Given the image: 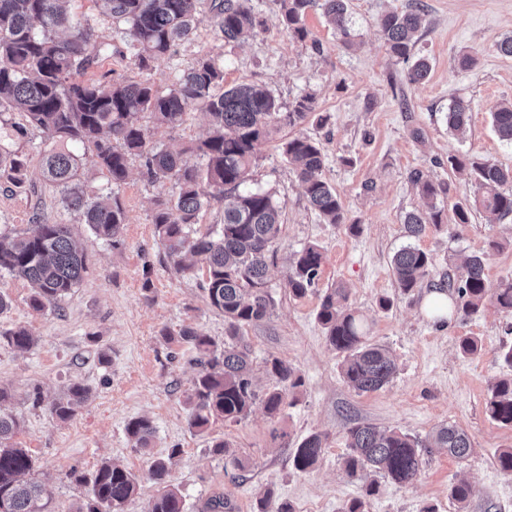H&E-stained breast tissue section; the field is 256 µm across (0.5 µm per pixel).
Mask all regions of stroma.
Masks as SVG:
<instances>
[{
	"label": "stroma",
	"mask_w": 512,
	"mask_h": 512,
	"mask_svg": "<svg viewBox=\"0 0 512 512\" xmlns=\"http://www.w3.org/2000/svg\"><path fill=\"white\" fill-rule=\"evenodd\" d=\"M406 2L350 0L356 38L348 46L320 8L308 9L309 39L300 42L283 31L274 0H252L265 21L253 37L228 44L210 21H202L177 54L155 61L150 74L157 85L170 86L199 55L210 53L224 58L225 84L264 86L281 107L305 92L315 96V117L283 129L281 137L320 142L327 157L323 176L341 197L345 223H324L311 209L281 154V137L259 145L250 173L252 185L272 193L283 221L268 260L273 312L245 333L257 386H271L264 362L272 357L288 362L303 379L295 401L278 418L258 408L240 423L218 421L202 433L190 425L184 393L197 370L174 356L163 334L191 326L220 343L225 323L201 288L202 266L179 272L153 224L155 199L175 197L174 181L148 183L140 158H131L119 190L126 224L112 245L91 238L81 217L64 209L58 190L44 178L41 134L31 131L22 141L31 157L27 189L13 193L0 183V225L10 230L69 225L90 256L80 284L59 307L42 312L30 307L25 280L0 273V294L9 302L0 313V329L23 326L37 340L27 351L0 342V387L12 393L0 410L21 420L14 441L35 457V477L56 512H72L90 496V484L74 476L91 474L103 459L124 466L137 480L127 512H146L158 490L149 460L175 445L181 453L168 481L184 496L186 512H201L205 499L216 493L224 494L234 512H258L256 493L266 485L294 512H344L363 496L362 481L343 468L347 431L358 424L423 440L441 425H456L473 446L465 461L434 449L413 483L381 479L379 494L366 498V512H421L426 506L455 512L450 489L462 481L474 491L467 512H512V472L496 460L501 449L512 448V427L485 412L491 386L512 375L502 359L512 348V315L489 302L470 315L452 310L447 320L434 319L424 306L429 285L402 293L390 264L398 249L414 244L431 257L430 279L436 283L458 274L467 256L483 252L488 287L512 281V215L497 224L477 215L470 223H455L454 203L472 195L474 187L448 164L449 157L469 155L512 170V143L498 138L490 118L499 103L512 101V57L496 50L497 41L512 36V0H423L425 23L414 53L429 60L431 72L415 85L406 80V65L390 57L377 25L380 14ZM464 53L476 57L473 67L459 66ZM454 98L471 107L461 138L446 122ZM204 128L203 115L191 112L179 127L150 126L149 140L177 152ZM416 128L422 139H413ZM415 170L450 183L451 191L441 226H427L410 240L404 218L424 206L410 180ZM307 244L318 245L324 260L316 291L297 299L286 288V273L291 254ZM337 285L348 289V306L363 319L369 340L383 345L396 363L391 382L378 391L360 394L346 384L342 357L317 319L323 291ZM383 298L389 308H380ZM465 336L478 340L476 354L461 352ZM102 351L108 364L99 361ZM73 381L88 386L91 397L68 421L33 407V390L49 401ZM137 416L149 417L155 428L144 451L133 448L125 433L126 422ZM314 433L325 438V453L314 469L297 471L291 453ZM216 440L228 441L230 453L247 461L245 471L225 470L223 457L210 452Z\"/></svg>",
	"instance_id": "obj_1"
}]
</instances>
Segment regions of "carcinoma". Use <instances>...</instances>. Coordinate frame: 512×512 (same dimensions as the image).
<instances>
[{"mask_svg": "<svg viewBox=\"0 0 512 512\" xmlns=\"http://www.w3.org/2000/svg\"><path fill=\"white\" fill-rule=\"evenodd\" d=\"M69 0H0V179L9 187H26L29 155L16 147L34 127L44 138L60 144L42 157L43 174L58 189L64 207L83 217L91 236L118 242L125 212L114 187L128 176L129 158L142 159L143 175L154 184L173 179L176 198L156 201L153 224L168 256L183 271L182 255L188 253L203 264L209 304L224 314L227 340L218 346L209 336L185 326L164 334L170 344H187L195 352L199 368L191 392L190 423L204 429L210 422L239 423L254 409L262 407L271 418L281 415L287 399L294 397L302 378L279 358L265 360V371L275 384L261 393L252 377L250 346L244 330L265 319L274 307L267 291V253L280 234L281 211L273 195L261 188H249L256 146L282 127H294L315 112V97L304 93L294 99L288 111H281L276 98L253 84L224 88V60L204 55L174 84L163 88L149 80L113 79L108 83L77 81L73 76L100 59L112 56V44L99 41L89 20L69 13ZM112 23L124 26L122 40L132 52L135 65L147 70L156 59L175 53L189 38L203 17L210 20L228 44L251 36L262 21L251 0H99ZM284 30L301 42L309 37L304 16L312 0H276ZM323 15L346 41L350 29L349 0H322ZM425 11L421 0H409L404 9L381 15L378 26L391 57L407 62L413 56ZM430 73L427 59L419 57L408 70V81L416 84ZM208 118V130L179 153L161 145H149L142 115H150L159 126L177 127L189 111ZM19 114L24 122L11 118ZM470 107L461 99L448 105V129L463 134L469 125ZM498 137L512 142V102H503L491 112ZM191 154L200 159L189 163ZM282 154L297 167V176L310 206L326 224L345 223L344 209L336 189L323 177L326 157L318 142L302 136L282 144ZM89 156L93 166L107 179L106 191L90 197L81 186L82 159ZM455 171H468L479 194L457 202L456 223L467 224L479 214L485 223L496 224L512 214V170L477 157H450ZM411 181L428 200L425 211L410 212L404 220L409 237L419 236L425 225L443 224L439 201L449 196L450 184L423 178L420 171ZM224 205V222L201 233L195 228L201 211L211 201ZM87 248L77 244L67 224H31L22 232H0V271L26 280L31 288L30 307L43 311L54 307L71 293L88 269ZM323 254L308 244L296 251L286 277V287L295 298L312 290L320 275ZM398 287L405 294L422 287L432 267L428 254L410 245L399 249L392 259ZM485 255L474 253L465 264V274L448 276L436 284L456 296L458 311L475 313L485 302L489 288ZM493 293L496 304L512 312V281ZM344 287L328 288L317 313L330 346L343 354L341 373L355 391H377L388 384L395 364L387 351L369 341L365 325L345 302ZM19 350H29L34 339L22 326L0 331V341ZM90 389L80 382L66 386L64 395L51 402V416L65 421L75 408L90 398ZM489 416L512 426V378L497 381L486 402ZM21 421L0 413V512H55L34 480L36 459L26 448L12 443ZM125 431L133 447H149L154 428L149 419H130ZM350 452L344 458L345 472L356 477L365 472L371 479L363 485V497L353 500L344 512H365V498L379 493L377 476L398 484L415 480L423 456L433 448H446L448 455L467 459L472 452L468 434L453 425H442L422 442L398 430H380L371 424L349 428ZM325 451L324 439L311 434L294 449L293 466L300 472L313 468ZM181 454L174 446L164 456L150 458L149 473L161 485L147 512H185L179 490L167 484L169 462ZM91 484V497L74 512H126L136 493L134 475L110 460L102 461L88 477H75ZM473 495L472 486H452L450 497L465 512ZM259 512H293L287 502L274 500L271 487L260 491ZM203 512H234L224 496L209 497Z\"/></svg>", "mask_w": 512, "mask_h": 512, "instance_id": "obj_1", "label": "carcinoma"}]
</instances>
